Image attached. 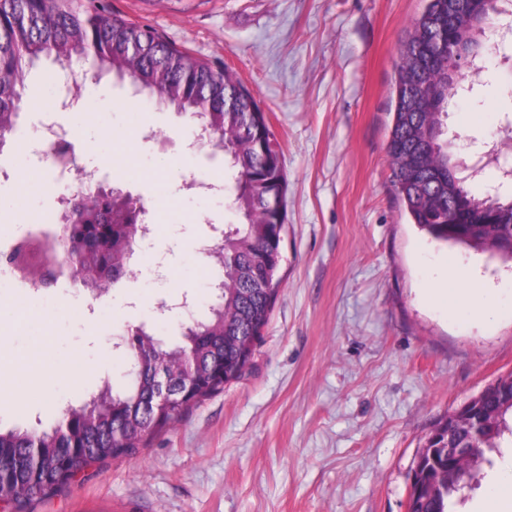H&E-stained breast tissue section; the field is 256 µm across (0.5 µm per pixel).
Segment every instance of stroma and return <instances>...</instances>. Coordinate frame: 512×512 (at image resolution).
<instances>
[{
  "instance_id": "35a3bbf8",
  "label": "stroma",
  "mask_w": 512,
  "mask_h": 512,
  "mask_svg": "<svg viewBox=\"0 0 512 512\" xmlns=\"http://www.w3.org/2000/svg\"><path fill=\"white\" fill-rule=\"evenodd\" d=\"M131 22L217 69L236 74L266 112L287 177L279 296L251 367L238 381L155 431L136 455L85 469L55 495L0 512H407L409 473L439 422L512 373V308L486 321L466 308L473 281L512 287V261L437 243L410 223L386 153L400 50L425 0H105ZM473 95L455 98L448 136L462 158L512 152V42L487 37ZM59 65L41 57L25 87L31 108L53 96ZM71 70L86 96L57 114L75 133L78 165L95 182L142 196L156 224L153 261L138 262L92 308L61 278L51 297L0 289V340L14 353L44 346L9 377L0 429L51 426L118 378L115 332L138 326L181 343L159 303L207 310L212 272L200 241L236 223L232 183L189 190L224 156L199 147L186 117L133 94L128 82ZM27 137L0 151L23 181L0 182V241L19 225L56 227L66 186L36 162ZM87 367L71 372L74 359ZM456 494L455 512H512V446L489 454Z\"/></svg>"
}]
</instances>
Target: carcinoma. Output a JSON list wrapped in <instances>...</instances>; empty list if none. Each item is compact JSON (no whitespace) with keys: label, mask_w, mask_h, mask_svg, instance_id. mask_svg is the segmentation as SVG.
<instances>
[{"label":"carcinoma","mask_w":512,"mask_h":512,"mask_svg":"<svg viewBox=\"0 0 512 512\" xmlns=\"http://www.w3.org/2000/svg\"><path fill=\"white\" fill-rule=\"evenodd\" d=\"M448 24V0H428L413 20L400 51L387 154L392 162V183L412 223L434 241L465 245L490 252L512 236V224H485L476 234L462 235L450 223L474 224L494 210L486 195L454 167L448 150L444 118L448 117V55L438 50L434 37L456 47L462 58L481 59L482 41L471 29L491 12L490 0H464ZM25 45V51L18 50ZM52 56L62 65L93 57L95 75L131 76L139 87L186 113L206 105L204 123L220 132L216 143L224 148V167L233 182L227 206L243 222L224 230V245L215 252L217 277L222 287L204 317H194L181 331L184 342L168 348L146 330H130L132 372L116 384L104 381L99 391L64 419L69 425L74 468L135 455L153 431L175 423L192 407L224 390L242 376L255 344L252 337L268 324L280 286L282 260L279 237L285 229L284 208L272 205L271 181L279 184L284 200L287 179L281 153L271 145L266 114L250 90L229 70H217L177 48L156 32L112 12L100 0H0V148L16 140L23 91L36 59ZM74 218L66 220L64 236L71 245L73 283L92 291L115 286L133 275L126 253L141 234L142 215L133 204L120 206L112 190L97 185L76 192L70 199ZM29 250L22 246L3 257L26 272ZM194 349L202 359L196 390L179 393L170 410L136 415L127 422L121 446L113 445L112 423L135 401L151 398L149 373L179 350ZM483 422L480 438L469 429L472 416L456 411L441 423L430 447L424 449L417 474V495L410 512H449L459 477L473 478L486 452L501 447L512 436V373L488 388L475 412ZM40 435L39 487L30 484L31 470L15 458L26 457L30 434ZM58 428L42 422L30 428L0 431L3 461L12 467L0 496L21 506L41 494L49 496L66 485L61 470ZM473 447L468 456L450 457L448 447Z\"/></svg>","instance_id":"cac0c4a2"}]
</instances>
